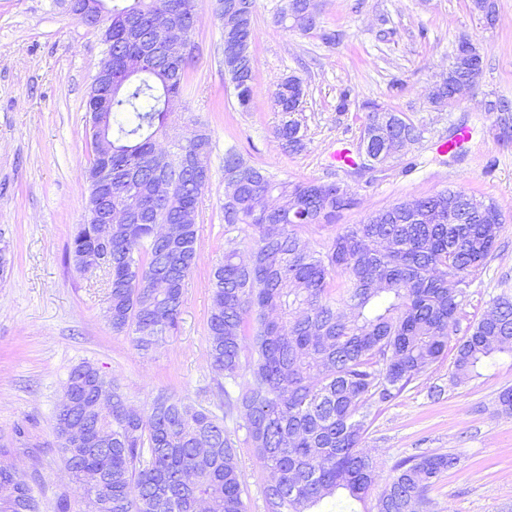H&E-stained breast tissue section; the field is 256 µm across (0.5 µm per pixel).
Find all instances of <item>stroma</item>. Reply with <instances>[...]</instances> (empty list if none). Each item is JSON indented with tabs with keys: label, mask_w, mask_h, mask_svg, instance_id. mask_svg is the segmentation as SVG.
Returning <instances> with one entry per match:
<instances>
[{
	"label": "stroma",
	"mask_w": 512,
	"mask_h": 512,
	"mask_svg": "<svg viewBox=\"0 0 512 512\" xmlns=\"http://www.w3.org/2000/svg\"><path fill=\"white\" fill-rule=\"evenodd\" d=\"M497 3V24L488 29L470 0H319L321 29L304 34L277 24L280 0H256L254 95L243 112L224 73L217 0H200L189 88L157 140L173 152L196 126L211 136V179L195 216L199 261L176 331L143 352L131 337L113 334L104 274L78 272L67 258L87 213L85 102L103 57L101 36L72 15L68 0H0V245L8 246L10 259L0 279V463L23 479H39L42 512H54L59 493L83 498L53 429L74 366L92 363L142 409L165 391L223 415L219 377L206 355L207 281L224 255L229 146L276 178L347 188L353 204L334 223L303 229L315 249L372 212L446 188L493 200L506 226L494 258L466 288L454 340L493 298L512 292V139H501L487 110L489 100H512V0ZM332 31L341 32L339 42L324 41ZM462 35L483 49L477 91L454 108L435 109L429 93ZM289 74L301 77L307 91L298 114L304 148L297 153L283 150L274 134L280 115L273 93ZM345 90L349 107L342 112L337 105ZM369 101L404 112L423 135L384 171L357 173L337 165L333 154L357 151ZM461 127L470 128V140L456 153L440 152ZM455 354L448 348L397 397L373 404L361 446L382 482L398 460L424 452L456 457L428 491L434 512H512V488L504 482L512 473V414L498 406L500 392L512 387V358L500 357L481 378L460 384ZM435 388L440 396H432ZM226 427L245 474L249 512H264L268 474L246 444L241 421Z\"/></svg>",
	"instance_id": "1"
}]
</instances>
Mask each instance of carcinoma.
Here are the masks:
<instances>
[{
  "label": "carcinoma",
  "mask_w": 512,
  "mask_h": 512,
  "mask_svg": "<svg viewBox=\"0 0 512 512\" xmlns=\"http://www.w3.org/2000/svg\"><path fill=\"white\" fill-rule=\"evenodd\" d=\"M198 0H104L112 12V37L101 63L112 61V99L87 100L99 128L112 141V210L146 213L112 225V332L132 335L147 350L177 327L186 282L198 262V227H184L181 247L169 246L155 225L174 224L180 210L197 209L206 187L201 173L181 160L200 152L209 162L211 139L200 130L168 154L164 167L174 175L171 196H154L156 172L133 179L137 159L157 152L155 138L171 115L165 107L181 102L192 51L145 58L141 72L120 78L126 63L150 40V24L173 14L192 17ZM306 0H282L275 18L288 27V13ZM254 14L242 27L238 53H224V69L239 107L246 112L253 95L251 46ZM462 68L441 88L444 98L471 79ZM305 97L298 76L280 78L274 92L279 112L300 111ZM281 146L297 153L304 133L297 119L275 130ZM241 174L237 194L224 199V234L252 232L254 244L242 257L234 240L209 273L211 310L207 357L224 376V418L184 398L159 392L140 411L111 380L83 363L64 386L54 420L65 466L85 490L84 506L73 509L61 495L57 512H96L91 492L105 483L112 512H248L246 481L224 419L239 417L246 440L270 472L262 494L265 512H310L339 492L362 502L377 474L360 448L370 402L395 398L448 349L465 301V286L493 256L504 229L492 201L467 195L476 208L472 223L450 224L448 206L459 190L445 189L415 200L414 218L396 202L382 212L385 224L347 227L323 249L301 236L312 224H330L349 207L348 192L334 183L279 180L231 146L224 151V176ZM96 248L91 225L74 235L72 254ZM179 288L170 296L153 283L179 254ZM254 354L250 378L238 382L242 353ZM498 355L512 356V295L493 299L490 309L460 340L455 358L458 380L482 375ZM100 392L112 394V411L95 406ZM90 430L112 431V448H78L65 433L69 418ZM456 458L419 454L399 460L377 497L376 512H430L427 492ZM0 512H40L35 486L21 483L0 466Z\"/></svg>",
  "instance_id": "1"
}]
</instances>
